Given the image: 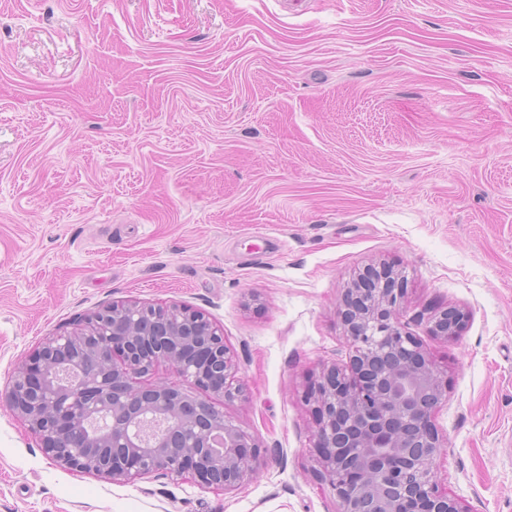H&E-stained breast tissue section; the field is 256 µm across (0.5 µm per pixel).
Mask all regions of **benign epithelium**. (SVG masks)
I'll return each instance as SVG.
<instances>
[{"label":"benign epithelium","mask_w":512,"mask_h":512,"mask_svg":"<svg viewBox=\"0 0 512 512\" xmlns=\"http://www.w3.org/2000/svg\"><path fill=\"white\" fill-rule=\"evenodd\" d=\"M363 278L369 287L347 289L341 308L356 347L352 375L330 368L308 395L319 475L339 512H464L437 483L445 446L432 417L448 395L447 374L395 319L404 279L388 268ZM464 319L447 308L430 331L446 339ZM161 364L182 384L137 383ZM238 370L204 314L114 303L46 337L14 368L6 401L64 468L114 481L188 474L230 491L261 466L252 438L215 406L243 395Z\"/></svg>","instance_id":"7a95c632"}]
</instances>
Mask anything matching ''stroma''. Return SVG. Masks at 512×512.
I'll list each match as a JSON object with an SVG mask.
<instances>
[{
	"label": "stroma",
	"instance_id": "obj_1",
	"mask_svg": "<svg viewBox=\"0 0 512 512\" xmlns=\"http://www.w3.org/2000/svg\"><path fill=\"white\" fill-rule=\"evenodd\" d=\"M380 264L448 376L440 487L512 512V0H0V512H337L304 397ZM125 300L223 331L239 489L61 468L10 411L19 361ZM464 319L465 313L462 310L447 308L430 318V331L433 336L448 339L456 335Z\"/></svg>",
	"mask_w": 512,
	"mask_h": 512
}]
</instances>
